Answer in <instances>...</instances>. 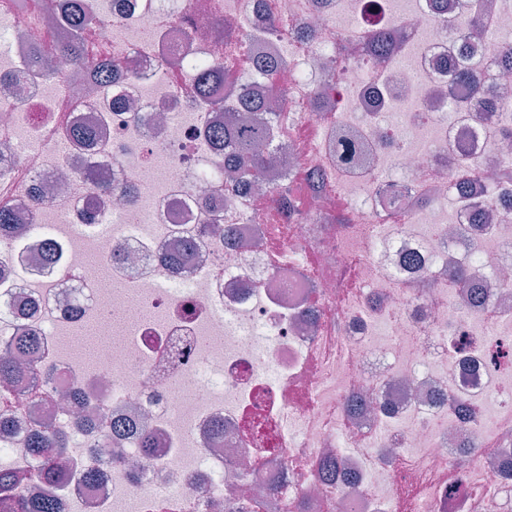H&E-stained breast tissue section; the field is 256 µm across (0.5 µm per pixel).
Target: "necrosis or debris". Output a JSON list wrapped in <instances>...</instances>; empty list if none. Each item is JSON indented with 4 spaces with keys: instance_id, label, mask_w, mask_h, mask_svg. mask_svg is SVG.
<instances>
[{
    "instance_id": "4bbe7bcc",
    "label": "necrosis or debris",
    "mask_w": 512,
    "mask_h": 512,
    "mask_svg": "<svg viewBox=\"0 0 512 512\" xmlns=\"http://www.w3.org/2000/svg\"><path fill=\"white\" fill-rule=\"evenodd\" d=\"M91 55L119 64L104 87L57 79L62 0H0V342L34 334L56 379L50 393L0 385V460L29 474L30 429L70 437L58 512H512V206L474 247V211L454 189L512 203V102L482 119L447 86L452 6L434 0H87ZM486 33L464 61L496 88L512 43V0H481ZM401 32L385 61L376 31ZM282 63L265 80L257 60ZM226 90L263 87L277 102L274 159L262 189L229 190L208 138L225 113L195 97L205 67ZM126 96L134 110L116 106ZM95 127L88 148L65 127ZM93 183H85L84 173ZM321 186L297 210L276 189L310 173ZM128 189L82 210L93 185ZM212 199V206L200 203ZM195 262L167 264L186 242ZM57 259L46 267V243ZM474 270L472 295L454 273ZM26 296L35 312L18 311ZM113 333L78 366L61 337ZM78 377L105 435L136 418L155 439L115 440L96 486L79 465L90 438L57 389ZM471 414H449L442 396ZM470 444L459 456L457 442Z\"/></svg>"
}]
</instances>
